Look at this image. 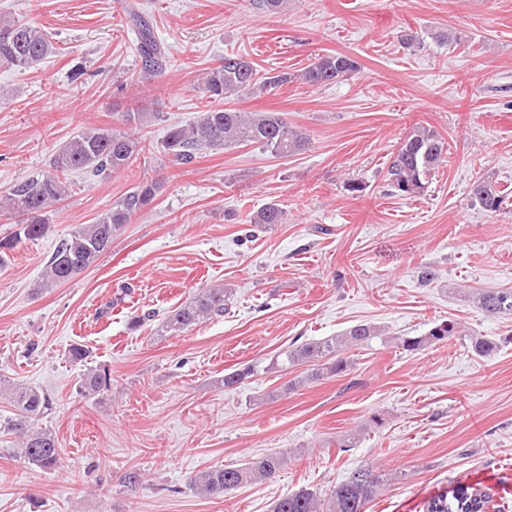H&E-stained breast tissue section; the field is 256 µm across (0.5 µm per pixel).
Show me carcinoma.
Here are the masks:
<instances>
[{
    "instance_id": "carcinoma-1",
    "label": "carcinoma",
    "mask_w": 512,
    "mask_h": 512,
    "mask_svg": "<svg viewBox=\"0 0 512 512\" xmlns=\"http://www.w3.org/2000/svg\"><path fill=\"white\" fill-rule=\"evenodd\" d=\"M128 22L139 36L138 52L142 60V76L150 81L163 69L164 50L153 29L134 8L126 11ZM52 51L47 34L36 24L3 17L0 19V64L18 70L31 69ZM357 71L356 61L348 55H324L294 76L272 70L262 74L254 62L241 55H226L224 61L202 73L196 90L213 101H229L245 93L274 90L298 78L303 83L318 86L332 84ZM126 125L144 126L160 119L157 112H122ZM311 144L306 130L288 123L280 112H240L232 108L211 107L200 113L188 125L169 129L162 152L170 165L182 167L193 163L206 152H221L229 147L258 145L279 157H290L307 150ZM142 138L116 129H87L63 143L53 155L55 174L20 181L0 200V211L23 216L21 225L11 238L0 239V266L8 251L21 238L29 240L43 236L47 229L46 209L65 200L69 195L68 177L73 172L93 176L111 175L127 169L144 152ZM448 158V142L435 129L422 124L412 127L391 153L386 171L390 190L401 197H417L424 193L428 178ZM160 181H142L133 186L112 208L92 224H82L69 237L61 240L47 262L39 289L54 288L69 281L66 271L71 265L90 267L112 244L115 233L130 217L148 207L161 192ZM472 195L488 212L502 208L503 200L495 181L481 176L472 184ZM285 211L269 204L249 217L257 225L282 224ZM232 290L222 286L208 288L192 301L168 313L167 331L178 334L213 318L224 315ZM481 310L490 315H512V289L481 292L477 296ZM384 335V329L370 324H356L336 336L311 340L281 353L272 367L284 371L307 367V370L285 383V390H294L309 382L341 377L352 368L346 351L371 343ZM457 337L470 340L479 356L495 352L499 342L474 336L457 319L434 324L422 336H397V346L414 353L428 345ZM110 378L89 372L81 378L79 391L92 395L106 389ZM15 416L6 422L7 432L17 438L16 456L41 468L54 467L61 448L52 431L38 426L42 415L54 404L50 395L29 386L15 385L6 389ZM288 453L272 452L242 465H226L199 472L189 478V486L202 497L221 496L259 480L275 477L287 464ZM383 478L375 470L358 467L333 487L328 499L319 497L309 487H301L279 498L273 512H367ZM498 508L482 487L460 482L451 496L433 498L425 505L426 512H486Z\"/></svg>"
}]
</instances>
